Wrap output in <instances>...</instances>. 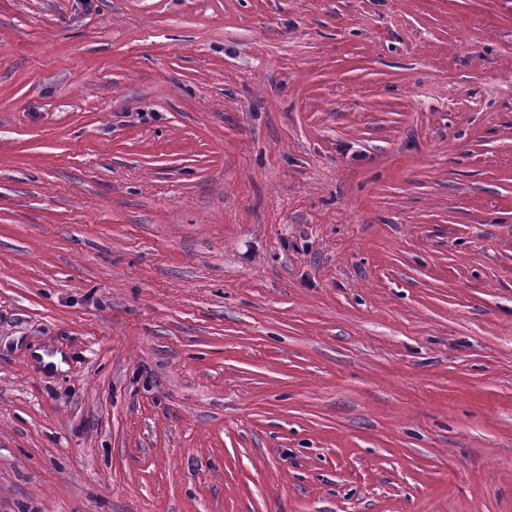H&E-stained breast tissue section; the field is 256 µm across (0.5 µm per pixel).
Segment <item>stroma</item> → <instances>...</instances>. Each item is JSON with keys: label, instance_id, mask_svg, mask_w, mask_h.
Wrapping results in <instances>:
<instances>
[{"label": "stroma", "instance_id": "35a3bbf8", "mask_svg": "<svg viewBox=\"0 0 512 512\" xmlns=\"http://www.w3.org/2000/svg\"><path fill=\"white\" fill-rule=\"evenodd\" d=\"M0 512H512V0H0Z\"/></svg>", "mask_w": 512, "mask_h": 512}]
</instances>
